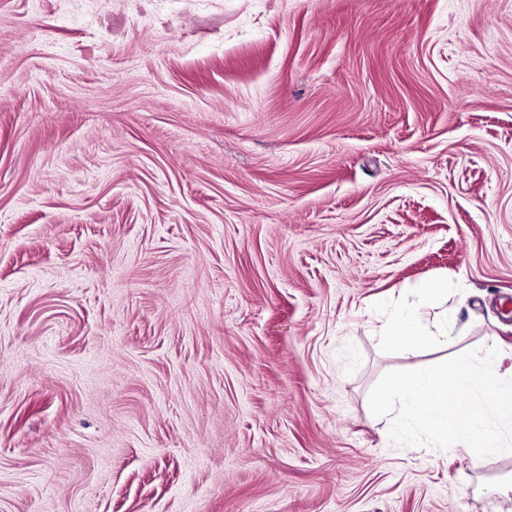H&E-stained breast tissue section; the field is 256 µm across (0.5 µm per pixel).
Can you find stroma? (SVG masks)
Wrapping results in <instances>:
<instances>
[{"label":"stroma","instance_id":"obj_1","mask_svg":"<svg viewBox=\"0 0 512 512\" xmlns=\"http://www.w3.org/2000/svg\"><path fill=\"white\" fill-rule=\"evenodd\" d=\"M492 347L512 0H0V512H503L368 404ZM435 334L417 311H402L391 321L385 332L386 342L394 347L416 350L434 342Z\"/></svg>","mask_w":512,"mask_h":512}]
</instances>
